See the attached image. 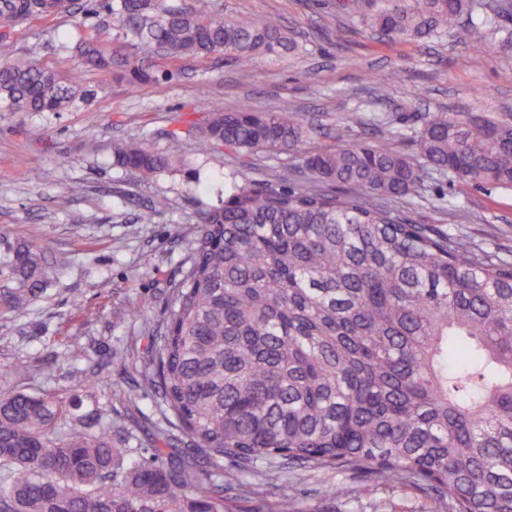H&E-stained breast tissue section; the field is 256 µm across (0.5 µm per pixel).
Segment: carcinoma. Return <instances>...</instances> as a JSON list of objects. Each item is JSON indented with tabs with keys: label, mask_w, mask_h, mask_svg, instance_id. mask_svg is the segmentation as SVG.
<instances>
[{
	"label": "carcinoma",
	"mask_w": 512,
	"mask_h": 512,
	"mask_svg": "<svg viewBox=\"0 0 512 512\" xmlns=\"http://www.w3.org/2000/svg\"><path fill=\"white\" fill-rule=\"evenodd\" d=\"M45 0H0L6 10ZM512 9L481 0H377L364 17L389 43L471 35ZM113 23L79 35L87 70L138 83L173 76L147 64L220 54L248 78L258 56L291 38L278 19L220 16L212 0H111ZM91 95L42 59L0 60V106L62 112ZM298 112L213 110L203 145L295 150L311 178L259 188L231 176L224 205L202 213L197 245L154 342L146 388L160 387L190 450L112 446L50 392L0 394V512H294L293 488L264 495L285 465L362 471L429 489L452 512H512V264L462 235L413 224L387 198L421 196L433 172L512 189V119L436 112L395 144L303 145ZM182 138L155 151L118 144L114 159L144 183L179 161ZM358 190L340 196L327 185ZM57 260L37 242L5 256L18 287L0 305L26 313ZM232 469L224 470V460Z\"/></svg>",
	"instance_id": "1"
}]
</instances>
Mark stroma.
I'll return each instance as SVG.
<instances>
[{
	"label": "stroma",
	"instance_id": "1",
	"mask_svg": "<svg viewBox=\"0 0 512 512\" xmlns=\"http://www.w3.org/2000/svg\"><path fill=\"white\" fill-rule=\"evenodd\" d=\"M344 0H214L218 13L242 20L279 17L298 51L256 59L254 77L240 83L235 62L217 55L182 58L160 84L130 83L100 71L83 73L95 96L56 113L0 112V257L18 242L35 240L58 259L50 285L27 314L0 306V393L48 390L82 412L102 410L117 447H151L167 429L160 393L142 381L151 373L150 339L164 326V310L198 237L202 210L220 205L229 174L257 186L308 177L299 152L243 155L199 147L197 129L210 111L247 104L259 110L302 113L316 129L310 145L332 146L351 113L364 123L356 137L383 140L370 118L389 115L394 126L418 112L512 115V48L487 35L481 43L453 37L382 42ZM90 0H72L69 12L0 22V56L38 55L68 74L79 67L69 46L106 9L90 13ZM405 80L390 83L393 70ZM184 134L182 160L142 185L115 163L116 144L138 137L164 148L170 133ZM82 194L67 195L71 182ZM163 207L154 223L137 214ZM416 224L459 232L475 246L512 261V190L458 181H432L423 197L387 199ZM152 255L144 266V255ZM81 346L74 364L66 354ZM23 364L25 377L12 369ZM348 496L323 500L326 482ZM283 485L296 491V512H448L410 485H379L340 469L327 473L291 467Z\"/></svg>",
	"mask_w": 512,
	"mask_h": 512
}]
</instances>
